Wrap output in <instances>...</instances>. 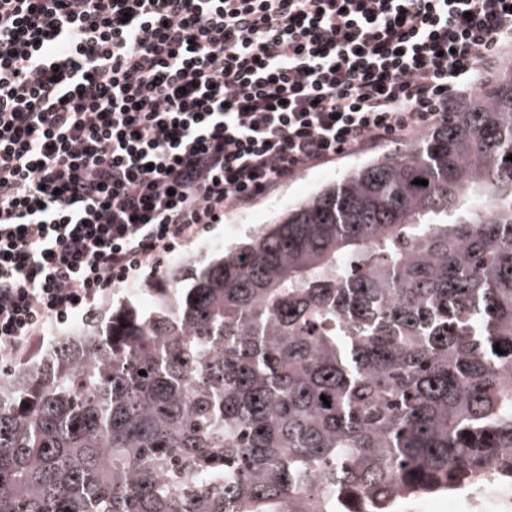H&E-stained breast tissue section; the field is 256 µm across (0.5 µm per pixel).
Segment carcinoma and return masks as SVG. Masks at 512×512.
Segmentation results:
<instances>
[{
	"instance_id": "obj_1",
	"label": "carcinoma",
	"mask_w": 512,
	"mask_h": 512,
	"mask_svg": "<svg viewBox=\"0 0 512 512\" xmlns=\"http://www.w3.org/2000/svg\"><path fill=\"white\" fill-rule=\"evenodd\" d=\"M511 154L512 66L155 310L1 367L0 512H393L512 472Z\"/></svg>"
}]
</instances>
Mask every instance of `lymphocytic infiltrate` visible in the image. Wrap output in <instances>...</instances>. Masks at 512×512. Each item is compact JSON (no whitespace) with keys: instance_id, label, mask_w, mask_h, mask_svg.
Wrapping results in <instances>:
<instances>
[{"instance_id":"lymphocytic-infiltrate-1","label":"lymphocytic infiltrate","mask_w":512,"mask_h":512,"mask_svg":"<svg viewBox=\"0 0 512 512\" xmlns=\"http://www.w3.org/2000/svg\"><path fill=\"white\" fill-rule=\"evenodd\" d=\"M510 55L512 0H0V353Z\"/></svg>"}]
</instances>
